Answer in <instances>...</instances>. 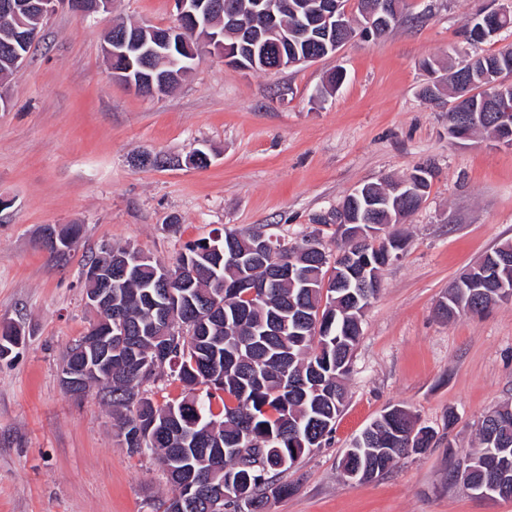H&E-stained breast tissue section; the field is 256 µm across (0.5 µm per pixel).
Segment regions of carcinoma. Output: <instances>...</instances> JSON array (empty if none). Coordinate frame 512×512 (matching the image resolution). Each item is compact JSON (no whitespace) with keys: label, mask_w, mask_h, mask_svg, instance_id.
I'll return each mask as SVG.
<instances>
[{"label":"carcinoma","mask_w":512,"mask_h":512,"mask_svg":"<svg viewBox=\"0 0 512 512\" xmlns=\"http://www.w3.org/2000/svg\"><path fill=\"white\" fill-rule=\"evenodd\" d=\"M17 20L0 15V80L13 70L10 64L22 45L3 42ZM216 32L226 45L238 44V58L258 70L276 62L270 43L249 44L232 29L215 21ZM321 46L304 36H292L288 53H319ZM196 55L178 51L171 58L157 57L158 72H186ZM466 82L477 89L491 72L512 77V46L472 58L466 66ZM471 116L470 132L496 131L493 112L477 93L448 112V131L456 116ZM424 195L400 199L378 212L381 225L391 224L397 212L414 213ZM261 231L246 228L224 233L217 250L198 251L200 240L185 244L177 261L209 271L188 288L175 289L163 318L150 314L145 297L156 292L157 262L139 264L136 273L112 292L128 299L126 322L137 338L129 354L112 355V368L89 375V385L107 390L104 404L112 408L115 426L124 436L131 455L156 456L164 466L171 496L164 512H263L269 496L289 494L288 484L276 476L294 467L312 448L331 437L345 398V379L358 344L363 306L346 296L345 288H326L323 281L341 280L342 260H321L306 251L305 243L288 245L272 241L274 255L292 268L286 280L271 279L254 263ZM341 249L354 262L373 273L370 298L379 289L381 270L388 265L385 248L353 238ZM512 256L506 240L484 256V264L498 267L490 275L473 268L462 275L439 300L436 312L450 319L461 314H482L512 292V267L497 266L501 257ZM251 280L256 296L238 284ZM176 336H160L167 324ZM182 383L184 396L156 405L143 386L164 369ZM479 446L460 452L468 461L462 479L477 490L487 489L494 471L512 499V404L493 408L482 420ZM435 435L402 406L386 408L353 441L355 451L343 452L340 467L358 463L370 469V477L388 471L399 459L420 454L434 445ZM190 482L194 499L181 503L180 487ZM238 484L248 488L241 500L229 490Z\"/></svg>","instance_id":"carcinoma-1"}]
</instances>
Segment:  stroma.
Here are the masks:
<instances>
[{
	"label": "stroma",
	"mask_w": 512,
	"mask_h": 512,
	"mask_svg": "<svg viewBox=\"0 0 512 512\" xmlns=\"http://www.w3.org/2000/svg\"><path fill=\"white\" fill-rule=\"evenodd\" d=\"M492 4L507 0H405L383 37L278 71L206 53L155 97L113 79L105 38L121 22L169 26L174 0L49 17L0 84V326L24 332L0 360V512H162L170 493L158 461L127 453L96 391L77 400L60 382L68 346L93 320L82 277L92 255L131 243L171 263L188 241L264 225L333 249L331 215L354 187L417 166L430 187L396 227L407 246L365 311L332 437L281 474L293 491L264 512H512V501L448 482L449 451L475 447L483 416L512 403V302L449 321L435 313L453 280L512 238V148L485 133L450 138L451 99L422 94L463 58L512 44V30L465 41L467 20ZM337 71L345 79L327 91ZM198 148L203 169L187 162ZM72 225L81 234L65 254L39 246L45 227ZM393 405L431 427L435 445L372 480L346 479L344 449Z\"/></svg>",
	"instance_id": "stroma-1"
}]
</instances>
